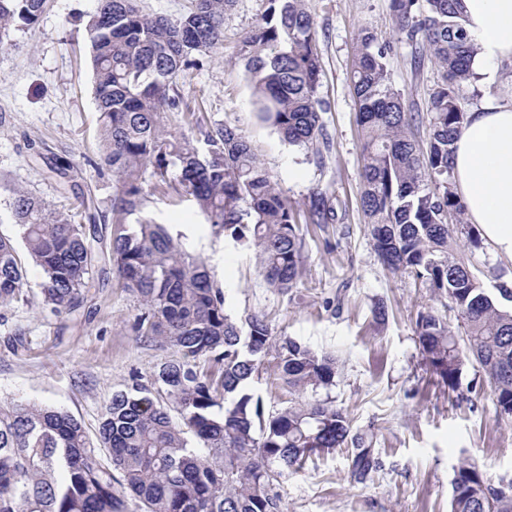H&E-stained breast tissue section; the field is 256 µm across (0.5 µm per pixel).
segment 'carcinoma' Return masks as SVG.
<instances>
[{
  "instance_id": "carcinoma-1",
  "label": "carcinoma",
  "mask_w": 512,
  "mask_h": 512,
  "mask_svg": "<svg viewBox=\"0 0 512 512\" xmlns=\"http://www.w3.org/2000/svg\"><path fill=\"white\" fill-rule=\"evenodd\" d=\"M236 58L251 77L263 118L290 145L320 153L327 137L320 112L321 57L309 0H266ZM235 0H189L179 17L146 14L138 0H97L85 24L103 142L112 172L115 229L110 241L84 205L85 223L15 192L18 235L43 273L40 294L54 316L76 310L93 269L109 262L136 295L132 329L160 339L179 357L154 379L164 401L131 387L112 394L95 436L68 412L0 404V512H282L276 483L311 458L306 448L353 447L350 477L364 483L380 468L372 438L354 433L329 399L297 400L265 411L253 392L270 352L289 388L330 391L336 359L288 337H273L265 316L241 319L204 262L167 228L141 216L144 183L152 193L193 203L216 235L256 250L259 273L288 293L302 273L300 221L325 224L334 208L314 193L306 211L275 187L243 131L226 122L204 131V146L175 131L183 103L180 75L201 54L224 48V16ZM47 0H0V43L11 27L36 23ZM400 39L414 64L429 53L439 80L421 109L405 103L386 67L390 42L361 32L351 71L358 103L362 169L359 203L373 250L390 271L408 273L447 299L460 318L454 332L420 313L415 333L426 365L448 388L479 365L496 394L498 415L512 421V289L490 293L457 251L481 238L448 181L457 132L466 123L458 90L477 55L457 0H391ZM428 123L426 151L412 125ZM136 216V223L125 219ZM26 270L15 240L0 235V307L27 301ZM218 365L199 369L200 360ZM179 421H174L171 411ZM468 461L452 482L451 512H512V494Z\"/></svg>"
}]
</instances>
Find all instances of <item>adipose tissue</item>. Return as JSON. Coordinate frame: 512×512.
Returning <instances> with one entry per match:
<instances>
[{
    "label": "adipose tissue",
    "instance_id": "obj_1",
    "mask_svg": "<svg viewBox=\"0 0 512 512\" xmlns=\"http://www.w3.org/2000/svg\"><path fill=\"white\" fill-rule=\"evenodd\" d=\"M465 27L478 55L476 81L490 89L512 66V0H461ZM453 188L470 223L488 244L512 259V100L486 95L454 144Z\"/></svg>",
    "mask_w": 512,
    "mask_h": 512
}]
</instances>
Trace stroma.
<instances>
[{
  "mask_svg": "<svg viewBox=\"0 0 512 512\" xmlns=\"http://www.w3.org/2000/svg\"><path fill=\"white\" fill-rule=\"evenodd\" d=\"M96 0H48L34 25H15L0 44V233L15 226L10 204L23 189L51 211L74 213L82 198L111 209L112 175L94 163L101 155L99 114L84 25ZM265 0H236L224 21V48L197 56L180 80L187 111L177 128L198 140L190 112L203 108L210 122L229 121L251 140L282 194L308 208L312 192L337 212L326 224H303L304 272L293 293L270 288L252 250L214 235L187 203L148 196L146 216L212 270L234 317L256 312L274 336H287L334 356L330 392L353 430L373 433L380 469L363 484L349 474L350 448L313 456L281 480L283 512H450L451 481L459 464L474 463L491 481L512 478V424L496 413V397L478 365H467L464 395L425 365L415 335L418 312L457 325L456 310L407 274L386 270L374 253L359 207L361 148L358 107L350 80L355 46L367 28L392 44L387 67L407 102L424 105L438 80L434 62L415 66L410 46L392 28L390 0H311L321 54L320 97L329 146L314 153L284 142L255 104L253 85L235 57L240 40L265 10ZM72 165L66 190L50 167ZM28 300L0 312V399L61 408L95 433L113 393L133 377L151 384L173 349L136 336L138 301L122 288L112 266L95 272L74 312L46 317L41 269L25 249ZM485 288H512V260L489 246L469 251ZM386 318H376L378 306Z\"/></svg>",
  "mask_w": 512,
  "mask_h": 512,
  "instance_id": "35a3bbf8",
  "label": "stroma"
}]
</instances>
